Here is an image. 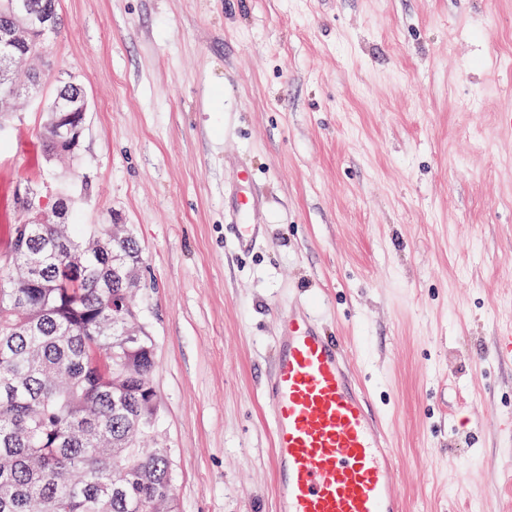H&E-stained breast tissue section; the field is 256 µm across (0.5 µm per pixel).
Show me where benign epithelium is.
Instances as JSON below:
<instances>
[{
    "instance_id": "benign-epithelium-1",
    "label": "benign epithelium",
    "mask_w": 512,
    "mask_h": 512,
    "mask_svg": "<svg viewBox=\"0 0 512 512\" xmlns=\"http://www.w3.org/2000/svg\"><path fill=\"white\" fill-rule=\"evenodd\" d=\"M9 13L8 25L0 28V85L14 88V97H30L39 90L41 82L30 85L16 83L15 73L21 59L42 57L46 43L56 28V15L52 8L38 9L33 0H9L6 4ZM52 111L61 113L56 122L59 140L71 151L78 149L87 125L89 99L84 87L73 81H66L57 89ZM40 201L35 208V224H44L48 214L54 223L64 224L70 210V199L64 193L54 195L50 209Z\"/></svg>"
}]
</instances>
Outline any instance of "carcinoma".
I'll use <instances>...</instances> for the list:
<instances>
[{
	"label": "carcinoma",
	"instance_id": "cac0c4a2",
	"mask_svg": "<svg viewBox=\"0 0 512 512\" xmlns=\"http://www.w3.org/2000/svg\"><path fill=\"white\" fill-rule=\"evenodd\" d=\"M54 120L46 113L40 150L72 159L56 147ZM101 230L12 225L0 277V512H175L172 453L159 444L149 392L154 343L132 315L137 291L112 272V257L139 267L142 252L130 234L105 252L88 249Z\"/></svg>",
	"mask_w": 512,
	"mask_h": 512
}]
</instances>
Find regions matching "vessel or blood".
I'll list each match as a JSON object with an SVG mask.
<instances>
[{
  "label": "vessel or blood",
  "mask_w": 512,
  "mask_h": 512,
  "mask_svg": "<svg viewBox=\"0 0 512 512\" xmlns=\"http://www.w3.org/2000/svg\"><path fill=\"white\" fill-rule=\"evenodd\" d=\"M257 205L242 197L230 217L244 253L259 235ZM274 347L265 404L277 512H404L388 436L313 304L280 314Z\"/></svg>",
  "instance_id": "1"
}]
</instances>
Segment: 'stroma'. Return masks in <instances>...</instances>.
<instances>
[{
    "label": "stroma",
    "mask_w": 512,
    "mask_h": 512,
    "mask_svg": "<svg viewBox=\"0 0 512 512\" xmlns=\"http://www.w3.org/2000/svg\"><path fill=\"white\" fill-rule=\"evenodd\" d=\"M38 98L0 133L19 198L129 225L177 512H275L278 312L317 300L391 439L407 512H512V0H59ZM72 163L36 152L57 78ZM249 168L247 254L224 215ZM64 85L57 89L51 112L45 113V119L38 134L40 150L46 161L58 156L75 158L76 154L60 151L54 141L53 123L55 113L61 112L56 122L59 140L72 152L78 149L87 125L89 99L84 87L73 81H61ZM68 112V113H62Z\"/></svg>",
    "instance_id": "1"
}]
</instances>
